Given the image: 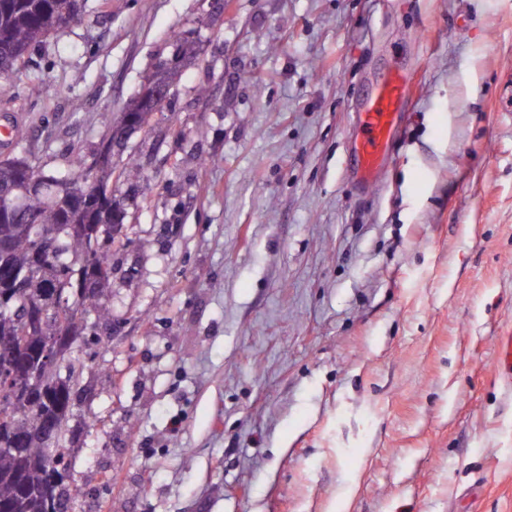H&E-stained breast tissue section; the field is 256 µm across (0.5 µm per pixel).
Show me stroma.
<instances>
[{
    "mask_svg": "<svg viewBox=\"0 0 512 512\" xmlns=\"http://www.w3.org/2000/svg\"><path fill=\"white\" fill-rule=\"evenodd\" d=\"M178 31L199 55L118 159L154 190L112 183L67 512H512V0H87L0 72L23 157L92 156ZM394 72L364 186L355 116ZM405 97V77L393 73L368 99L363 111L359 112L360 138L355 146L354 165L361 183L371 182L381 167ZM496 369L500 376L512 383V334L501 336L496 352Z\"/></svg>",
    "mask_w": 512,
    "mask_h": 512,
    "instance_id": "1",
    "label": "stroma"
}]
</instances>
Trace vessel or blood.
<instances>
[{"label":"vessel or blood","mask_w":512,"mask_h":512,"mask_svg":"<svg viewBox=\"0 0 512 512\" xmlns=\"http://www.w3.org/2000/svg\"><path fill=\"white\" fill-rule=\"evenodd\" d=\"M405 97L406 80L403 75L394 73L376 89L360 112V138L355 146L354 165L361 183L371 182L381 167ZM496 369L512 383V334L501 337L498 342Z\"/></svg>","instance_id":"1"}]
</instances>
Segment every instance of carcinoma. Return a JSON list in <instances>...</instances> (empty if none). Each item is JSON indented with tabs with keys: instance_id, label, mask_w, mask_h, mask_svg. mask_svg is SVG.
<instances>
[{
	"instance_id": "1",
	"label": "carcinoma",
	"mask_w": 512,
	"mask_h": 512,
	"mask_svg": "<svg viewBox=\"0 0 512 512\" xmlns=\"http://www.w3.org/2000/svg\"><path fill=\"white\" fill-rule=\"evenodd\" d=\"M85 8L82 0H0V67L15 68L24 59L28 49L46 42L49 35L62 33L63 18L75 15L82 18ZM176 47L189 60L199 54V45L181 34L175 36ZM153 109L143 97H137L123 112L122 122L127 133L141 129ZM113 171L92 169L81 155L70 160L66 179L51 175L50 188L37 194L24 190V185L12 171L0 169V192L22 202L32 217V229L23 227L9 214L0 211V234L9 232L11 251L8 262L25 266L35 248L34 233L42 226L56 227L60 232L48 238L52 253L34 272L31 293L49 290L67 298L66 304L56 302L51 312L49 330L63 337L61 344L70 364H75L74 349L80 337L69 338V330L76 318L94 319L100 324L112 322V307L108 291L112 284V244H103L93 234L99 224L123 226L126 211L110 194H98L95 182L110 183ZM78 186L85 195L74 198L69 187ZM10 314L0 313V359L11 358L21 367L33 361L36 343L24 319L25 297L13 291L8 296ZM48 400L33 402L16 392L0 394V512H65V497L72 495L71 461L62 466L45 460L44 445L33 436L21 447L13 445L15 428L34 432L42 415L56 412L59 425L68 426L73 406L74 371L69 375L47 371L39 375ZM52 476L58 478L57 499L50 508L40 507L41 488Z\"/></svg>"
}]
</instances>
